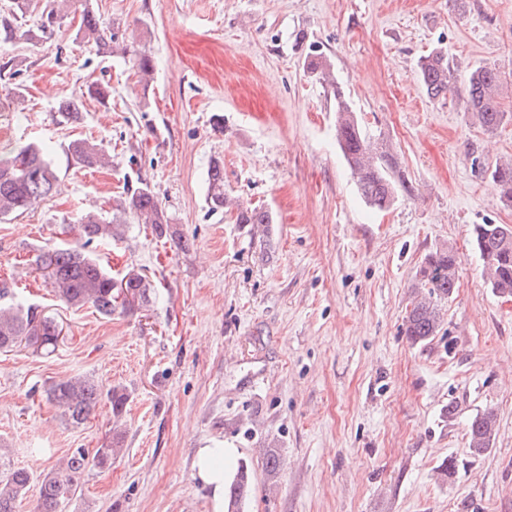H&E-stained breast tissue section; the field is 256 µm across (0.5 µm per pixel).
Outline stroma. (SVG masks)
Returning a JSON list of instances; mask_svg holds the SVG:
<instances>
[{"label":"stroma","mask_w":512,"mask_h":512,"mask_svg":"<svg viewBox=\"0 0 512 512\" xmlns=\"http://www.w3.org/2000/svg\"><path fill=\"white\" fill-rule=\"evenodd\" d=\"M91 3L132 50L151 52L149 86L130 56L80 44L73 19L50 38L0 45V58L17 61L11 85L21 94L0 92V156L39 146L60 182L0 222V281L63 328L51 353L0 351V450L12 465L37 476L108 440V404L73 425L46 400L52 382L90 375L129 395L125 452L88 472L59 512H212L192 460L221 446L249 470L245 512H458L463 502L512 512V300L485 281L471 237L476 224L512 226V208L480 170L512 158V119L484 130L463 97L428 98L419 80L420 59L440 47L457 87L474 68L494 67L512 102V0ZM314 55L404 179L386 211L357 191L331 89L304 65ZM93 81L110 86L111 106L88 99L79 122H61L59 100ZM78 138L101 144L111 169L68 161ZM216 161L229 195L271 211L275 232L209 213ZM136 177L172 236L132 223L122 241L89 250L112 272L147 275L155 299L108 318L67 307L36 255L74 242L64 226L86 212L111 218ZM438 248L454 251L458 288L438 335L413 345L411 286ZM486 409L498 434L474 459L466 430ZM271 449L281 460L274 475Z\"/></svg>","instance_id":"obj_1"}]
</instances>
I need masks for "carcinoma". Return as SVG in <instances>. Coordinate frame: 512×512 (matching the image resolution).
I'll use <instances>...</instances> for the list:
<instances>
[{
	"instance_id": "carcinoma-1",
	"label": "carcinoma",
	"mask_w": 512,
	"mask_h": 512,
	"mask_svg": "<svg viewBox=\"0 0 512 512\" xmlns=\"http://www.w3.org/2000/svg\"><path fill=\"white\" fill-rule=\"evenodd\" d=\"M31 0H13L9 13L0 16V44L28 43L53 30V26L70 15L67 0H46L42 10L45 20L38 30L26 24L24 17ZM76 37L91 45L98 53H127V45L115 33L108 32L99 17L89 7L81 11V22ZM133 66L148 86L154 71L150 53L134 54ZM307 68L321 74L331 87L336 100V136L357 190L372 208L383 210L395 199L400 176L388 157L374 146L362 132L344 92L329 79L327 65L312 58ZM420 82L432 99H445L455 93L454 71L448 54L435 51L420 63ZM503 79L495 68L479 66L472 71L466 85V103L473 119L485 130L498 128L512 114L501 107L499 97ZM83 102L79 96L63 97L57 112L67 122L81 118ZM71 160L83 167L102 168L112 164L111 155L102 147L87 140H74L68 146ZM495 184L500 201L512 207V163L495 162L482 168ZM59 187L56 172L44 151L32 144L14 147L0 157V220H11L22 215L36 203L48 198ZM206 202L213 213H235L237 224H272L273 214L263 208L233 206L224 190V168L213 164L208 171ZM150 225L158 237L169 234L170 220L158 204L150 185L137 179L129 189L110 221L87 213L67 229L82 241L78 247L65 245L41 251L35 258L45 272V279L61 302L69 307L86 305L104 317L112 316L116 308L134 314L148 306L155 295L151 283L139 272L130 269L115 278L84 248L94 242L119 241L125 235L130 221ZM472 240L483 262V273L492 290L512 297V228L503 224H475ZM457 264L453 250L437 249L425 256L412 285L414 297L406 311L404 333L413 345L429 344L442 327L443 304L452 299L457 288ZM61 333L54 318L37 305L14 304L7 286L0 287V350L8 351L24 345L34 351H46L55 346ZM47 400L60 416L73 424L86 421L102 401L110 404L112 416L119 418L125 411L126 389L113 386L107 390L89 376L71 377L55 382L46 389ZM497 416L491 410L477 413L467 428L468 450L473 458L484 456L493 445L497 434ZM124 451L122 434L115 432L107 444L90 454L76 449L66 463L43 475L39 486L36 512H58L60 503L77 495L85 472L104 470ZM33 475L22 468H14L0 459V512H17L18 505L27 497ZM250 476L246 466H239L234 480L225 489L227 512H243L250 494Z\"/></svg>"
}]
</instances>
